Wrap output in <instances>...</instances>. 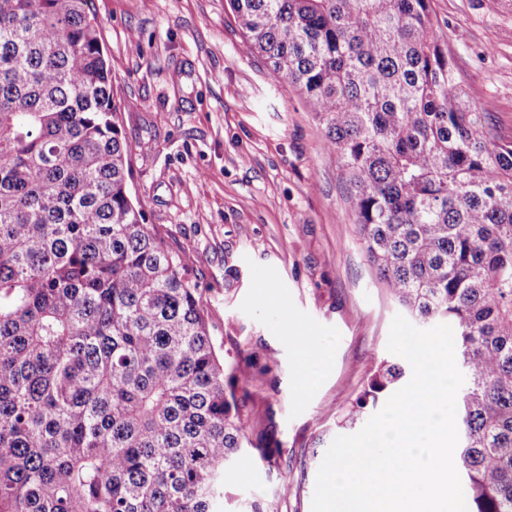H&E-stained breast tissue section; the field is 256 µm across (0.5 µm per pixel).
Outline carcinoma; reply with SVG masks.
I'll return each mask as SVG.
<instances>
[{"instance_id":"1","label":"carcinoma","mask_w":512,"mask_h":512,"mask_svg":"<svg viewBox=\"0 0 512 512\" xmlns=\"http://www.w3.org/2000/svg\"><path fill=\"white\" fill-rule=\"evenodd\" d=\"M337 155L368 260L465 376L468 512H512V141L456 81L430 0H227ZM91 0H0V512H213L252 444L256 356L224 357L144 222ZM401 366L372 358L353 428Z\"/></svg>"}]
</instances>
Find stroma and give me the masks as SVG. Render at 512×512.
Instances as JSON below:
<instances>
[{
  "label": "stroma",
  "mask_w": 512,
  "mask_h": 512,
  "mask_svg": "<svg viewBox=\"0 0 512 512\" xmlns=\"http://www.w3.org/2000/svg\"><path fill=\"white\" fill-rule=\"evenodd\" d=\"M146 223L210 299L224 352L269 360L253 404L267 460L238 457L214 512H312L334 421L399 309L370 266L336 154L298 93L247 55L226 0H93ZM468 99L512 140V0H430Z\"/></svg>",
  "instance_id": "35a3bbf8"
}]
</instances>
